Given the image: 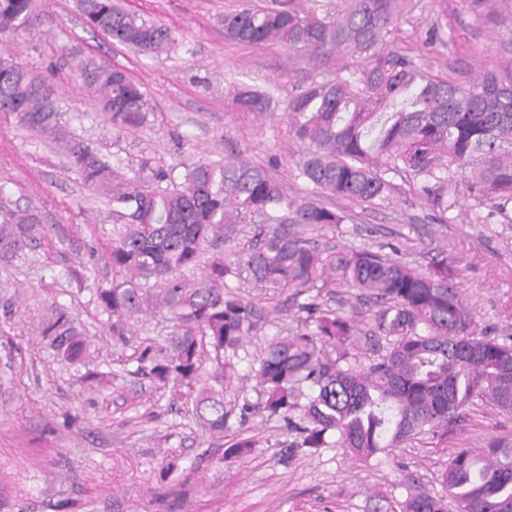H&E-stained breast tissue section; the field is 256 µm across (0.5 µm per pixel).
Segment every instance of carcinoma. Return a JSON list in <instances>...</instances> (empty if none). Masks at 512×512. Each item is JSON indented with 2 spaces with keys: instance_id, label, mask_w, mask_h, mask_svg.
<instances>
[{
  "instance_id": "obj_1",
  "label": "carcinoma",
  "mask_w": 512,
  "mask_h": 512,
  "mask_svg": "<svg viewBox=\"0 0 512 512\" xmlns=\"http://www.w3.org/2000/svg\"><path fill=\"white\" fill-rule=\"evenodd\" d=\"M336 16L281 5L248 6L224 13L225 37L247 44L278 43L288 53L324 59L350 53L363 66L345 77L313 81L288 101L293 136L309 151L299 174L330 195L380 205L396 174H409L439 211L448 191L442 171L465 174L479 204L502 214L512 205V62L467 82L431 74L388 47L410 0H345ZM34 0H0V33L26 27ZM85 23L114 43L159 55L176 38L166 25L119 7L115 0H79ZM80 78L118 131L144 125L152 107L125 71L94 61L78 64ZM235 106L259 117L267 95L237 88ZM0 112L57 142H69L53 90L36 70L0 51ZM73 167L89 186L110 196L128 217L108 253L112 284L99 287L102 306L119 318L166 311L176 322L172 355L157 361L146 346L137 371L187 388L203 430L222 435L234 407L224 389L206 385L210 360L228 385L245 339L257 329L261 308L251 295L231 291L243 282L265 295H302L349 288L373 300L371 349L364 364L354 353L358 323L327 307L319 296L298 306L294 331L272 339L252 368L259 408L297 434L293 448H342L367 462L424 433L448 435L477 402L512 414V333L475 335L456 272L448 260L414 268L388 253L351 248L324 253L292 229L294 224L335 226L345 216L312 199L289 196L262 167L233 154L224 162L187 164L181 182L140 162L128 177L80 146ZM240 224L255 225L231 261L207 247L231 237ZM29 209L0 211V263H8L44 235ZM204 265L190 281L185 272ZM76 359L85 342L65 317L44 330ZM441 491L409 495L403 512H512V443L491 439L480 448H457L440 474Z\"/></svg>"
}]
</instances>
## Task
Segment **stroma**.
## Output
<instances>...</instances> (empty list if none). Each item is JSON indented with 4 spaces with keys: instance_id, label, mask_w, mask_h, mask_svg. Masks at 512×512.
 <instances>
[{
    "instance_id": "1",
    "label": "stroma",
    "mask_w": 512,
    "mask_h": 512,
    "mask_svg": "<svg viewBox=\"0 0 512 512\" xmlns=\"http://www.w3.org/2000/svg\"><path fill=\"white\" fill-rule=\"evenodd\" d=\"M246 0H121L124 8L175 32L169 53L144 55L88 28L78 0H34L27 27L0 35V49L39 71L57 91L59 121L73 141L104 161L181 173L190 161L234 151L264 168L295 197L314 196L345 213L336 226H301L325 252L392 245L400 260L426 268L446 256L459 275L476 331L512 333V218L478 204L463 174L448 172L445 223L416 181L395 177L390 200L366 207L313 191L299 174L306 144L291 134L289 99L337 65L312 63L276 43L224 36L225 12ZM435 44H427L429 30ZM395 46L430 72L458 81L512 59V12L470 0H412ZM123 69L151 102L148 122L125 132L95 106L77 75L80 57ZM271 96L255 118L232 102L236 86ZM0 207L38 212L49 232L0 263V512H401L410 493L439 491L453 449L497 437L512 441V414L478 404L445 438L428 435L362 463L338 448H296L278 418H232L221 436L200 427L182 389L142 377L136 358L152 346L170 356L175 332L165 311L121 322L96 296L112 280L107 251L123 219L82 181L63 144L0 114ZM299 300L265 316L245 346L250 358L295 328ZM72 320L87 348L66 358L43 328ZM255 448L225 458L235 439Z\"/></svg>"
}]
</instances>
